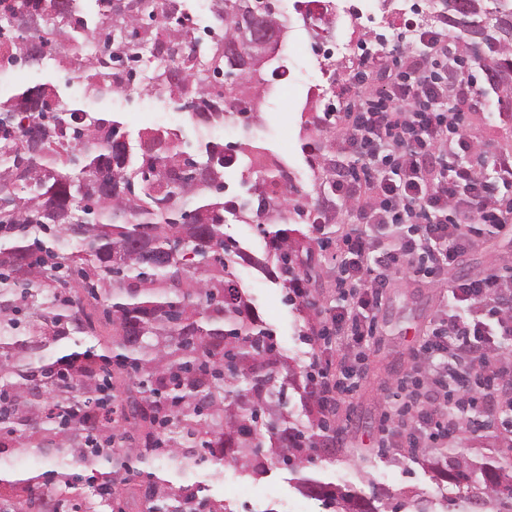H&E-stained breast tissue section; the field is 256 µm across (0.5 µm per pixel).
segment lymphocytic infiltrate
Returning a JSON list of instances; mask_svg holds the SVG:
<instances>
[{"label": "lymphocytic infiltrate", "instance_id": "lymphocytic-infiltrate-1", "mask_svg": "<svg viewBox=\"0 0 512 512\" xmlns=\"http://www.w3.org/2000/svg\"><path fill=\"white\" fill-rule=\"evenodd\" d=\"M448 13L431 26L406 18L397 40L404 69L373 54L352 77L354 92L342 111L347 121L341 159L325 158L331 174L321 222L347 206L351 229L336 246V286L342 305L328 321L357 346L374 334V311L396 269L439 280L476 242L484 225L512 223V158L496 175L479 164L481 140L466 125L477 82L465 76L461 51L448 37ZM356 157V167L342 159ZM512 335V290L495 273L452 285L443 311L419 349L432 369L429 387L401 379L400 404L387 417L384 448H431L459 432L463 412H492L512 385V358L497 337ZM314 408L333 414L362 377L358 362L333 373L320 358L309 364Z\"/></svg>", "mask_w": 512, "mask_h": 512}]
</instances>
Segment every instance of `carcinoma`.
Segmentation results:
<instances>
[{"mask_svg":"<svg viewBox=\"0 0 512 512\" xmlns=\"http://www.w3.org/2000/svg\"><path fill=\"white\" fill-rule=\"evenodd\" d=\"M193 22L180 0H9L0 10V63L67 68L81 86L0 88V512H124L112 497L133 463L170 460L177 474L231 458L249 477L283 465L296 486L333 512H512V456L474 462L450 448L414 453L466 487L458 500L427 496L383 508L306 472L326 422L302 430L269 404L281 365L273 339L236 282L242 251L226 215L311 224V195L280 183L263 149H228L179 129L136 136L100 104L121 92L167 96L197 127L224 123L252 90L243 122L268 82L251 66L256 35L286 26L278 0H210ZM446 0L451 35L483 70L489 91L512 97V0ZM258 174L224 201V172ZM297 242L268 233L267 257L296 278ZM112 326L103 336L101 325ZM138 432L115 456L112 404ZM55 468L18 472L12 458ZM77 464L89 477L73 471ZM147 512H232L194 484L147 474Z\"/></svg>","mask_w":512,"mask_h":512,"instance_id":"cac0c4a2","label":"carcinoma"}]
</instances>
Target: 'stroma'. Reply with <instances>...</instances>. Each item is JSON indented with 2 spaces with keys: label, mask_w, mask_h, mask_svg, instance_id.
<instances>
[{
  "label": "stroma",
  "mask_w": 512,
  "mask_h": 512,
  "mask_svg": "<svg viewBox=\"0 0 512 512\" xmlns=\"http://www.w3.org/2000/svg\"><path fill=\"white\" fill-rule=\"evenodd\" d=\"M291 4L292 0H280V9L289 20L288 36L282 47L291 60V90L297 97L296 106H289V96L270 93L250 124H243L234 113L225 118L223 125L210 129L207 137L228 148L248 142L265 148L269 157L283 164L296 181L310 189L324 177L325 171L309 167L304 145L319 142L330 150L340 133L339 124L328 126L319 122L322 105L311 95L310 88L325 83L331 73L336 78L335 97L346 100L350 93L349 78L357 64L326 57L320 66H313V44ZM70 77V72L53 68L39 74L24 66L0 67L1 86L24 88L46 78L69 83L68 98L76 101L80 98V87L70 84ZM118 110L128 130L133 132L145 127H179L188 138L197 136L186 112L174 109L166 97L154 92L133 95L131 101L121 102ZM505 112L512 113V99L491 94L480 96L477 109L469 116L471 128L487 143L488 155L512 153V122L502 120ZM224 232L246 251L247 260L238 266L239 285L272 331L283 362L296 375V386L284 388L283 410L296 425L308 426L315 411L297 385L305 380L313 351L321 350L323 359L334 364L349 353L345 337L321 339L314 344L303 337L308 328H321L326 313L341 302L335 284L334 251L321 249L319 232L310 230L305 246L312 256L315 274L307 285L308 298L293 299L270 273L265 243L254 221L245 216L229 218ZM508 270H512V226L501 230L487 227L474 247L449 266L445 278L452 284L466 276ZM447 302L445 289L413 276L408 270L394 272L393 285L374 312V341L362 350L363 377L357 390L339 405L335 414L328 416L330 428L338 429L339 434L333 444L318 448L308 468L310 475L375 496L383 504L421 492L429 495L447 489V482L422 469L404 449L393 448L382 455L377 442L380 420L388 410L387 396L399 378L417 371V350ZM219 471V478L213 479L205 477L202 471L189 470L184 481H205L211 494L229 503L233 512H330L323 499L302 495L279 465H270L258 480L244 476L239 465L231 462L223 463Z\"/></svg>",
  "instance_id": "35a3bbf8"
}]
</instances>
